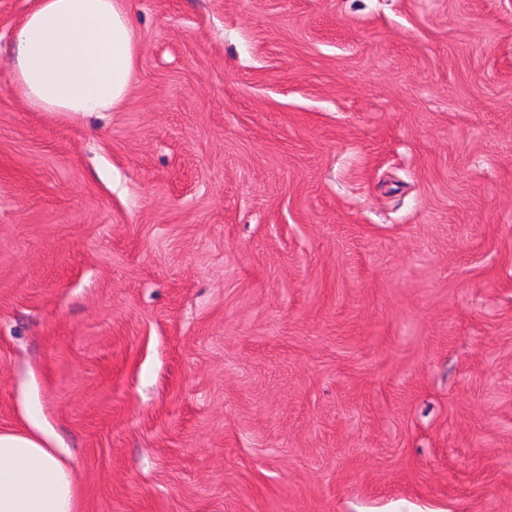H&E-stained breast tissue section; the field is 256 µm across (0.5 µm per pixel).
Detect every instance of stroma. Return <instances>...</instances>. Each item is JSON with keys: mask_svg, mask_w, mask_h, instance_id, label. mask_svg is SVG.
Here are the masks:
<instances>
[{"mask_svg": "<svg viewBox=\"0 0 512 512\" xmlns=\"http://www.w3.org/2000/svg\"><path fill=\"white\" fill-rule=\"evenodd\" d=\"M0 0V429L84 512H512V0H127L35 112Z\"/></svg>", "mask_w": 512, "mask_h": 512, "instance_id": "1", "label": "stroma"}]
</instances>
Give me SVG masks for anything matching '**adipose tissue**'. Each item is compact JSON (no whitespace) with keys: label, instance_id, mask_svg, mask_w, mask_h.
I'll return each instance as SVG.
<instances>
[{"label":"adipose tissue","instance_id":"1","mask_svg":"<svg viewBox=\"0 0 512 512\" xmlns=\"http://www.w3.org/2000/svg\"><path fill=\"white\" fill-rule=\"evenodd\" d=\"M14 82L41 112L119 109L139 40L126 0H35L14 30ZM38 420L0 430V512H82L63 449Z\"/></svg>","mask_w":512,"mask_h":512}]
</instances>
